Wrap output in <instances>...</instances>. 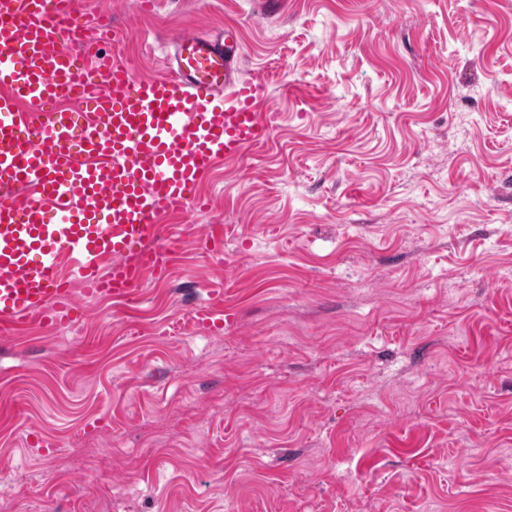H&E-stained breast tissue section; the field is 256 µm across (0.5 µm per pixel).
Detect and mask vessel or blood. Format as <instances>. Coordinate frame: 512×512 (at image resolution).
Returning <instances> with one entry per match:
<instances>
[{"label": "vessel or blood", "instance_id": "b4317fda", "mask_svg": "<svg viewBox=\"0 0 512 512\" xmlns=\"http://www.w3.org/2000/svg\"><path fill=\"white\" fill-rule=\"evenodd\" d=\"M96 41L79 0H0V323L14 330L81 321L65 253L86 297L136 301L171 262L160 212L200 208L217 164L271 136L232 30L179 34L160 76L105 63Z\"/></svg>", "mask_w": 512, "mask_h": 512}]
</instances>
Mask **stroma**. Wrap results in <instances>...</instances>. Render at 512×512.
Listing matches in <instances>:
<instances>
[{"label":"stroma","mask_w":512,"mask_h":512,"mask_svg":"<svg viewBox=\"0 0 512 512\" xmlns=\"http://www.w3.org/2000/svg\"><path fill=\"white\" fill-rule=\"evenodd\" d=\"M141 2L103 55L232 26L271 137L136 307L0 331V512H512V0Z\"/></svg>","instance_id":"obj_1"}]
</instances>
